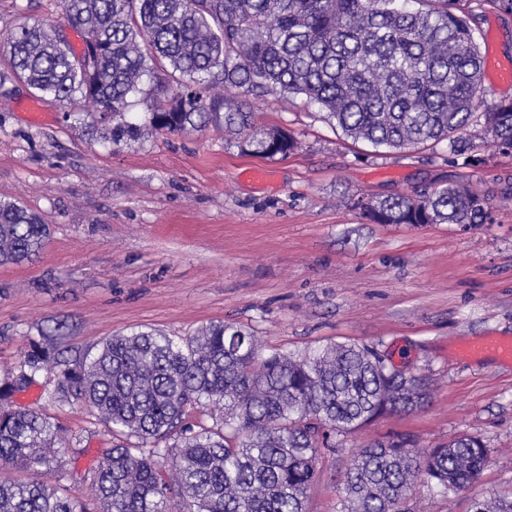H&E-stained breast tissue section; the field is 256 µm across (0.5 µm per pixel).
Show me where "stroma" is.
Listing matches in <instances>:
<instances>
[{"label": "stroma", "mask_w": 512, "mask_h": 512, "mask_svg": "<svg viewBox=\"0 0 512 512\" xmlns=\"http://www.w3.org/2000/svg\"><path fill=\"white\" fill-rule=\"evenodd\" d=\"M25 19L82 44L55 0H0V45ZM478 39L483 55L512 65V15L487 11ZM28 97L21 84L0 94V199L39 215L50 236L32 262L0 266V380L19 374L31 340L56 333L68 359L117 333L158 329L178 340L218 321L250 329L266 352L357 344L426 376L428 401L339 438L322 456L308 512H337L354 453L394 432L415 436L423 452L461 435L489 452L467 490L416 481L410 512H470L487 490H512V362L455 355L469 342L512 339V155L483 146L481 126L465 137L484 161L463 168L444 143L374 152L317 106L274 92L254 98L257 118L299 147L264 158L213 127L116 148L71 125L55 102L32 120L20 108ZM250 166L266 178L243 179ZM440 181L482 189L494 223L373 224L349 205ZM14 402L75 436L57 451L63 468H43L50 485L72 486L113 444L89 410L59 401L53 373H37Z\"/></svg>", "instance_id": "1"}]
</instances>
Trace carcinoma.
<instances>
[{
	"label": "carcinoma",
	"instance_id": "carcinoma-1",
	"mask_svg": "<svg viewBox=\"0 0 512 512\" xmlns=\"http://www.w3.org/2000/svg\"><path fill=\"white\" fill-rule=\"evenodd\" d=\"M91 60L61 31L21 25L8 38L0 88L23 82L67 118L113 144L212 125L242 152L286 157L288 130L257 124L248 100L278 90L301 95L355 142L388 150L448 142L462 148L474 123L485 58L476 40L490 6L512 0H61ZM154 94L129 120V99ZM483 144L512 153V99L483 113ZM374 224H492L490 199L467 185L412 195L350 199ZM48 227L16 201L0 200V265L28 261ZM367 347L333 344L304 356L262 352L247 330L211 323L181 341L159 330L117 334L95 353L58 358L47 336L30 342L21 372L0 382V512H306L322 449L373 420L421 408L425 378L380 365ZM60 368L62 401L88 406L125 443L83 473L79 491L35 478L67 431L7 402L36 374ZM488 458L463 435L428 453L403 434L354 456L342 512H396L417 478L442 493L478 482ZM474 512H512V493L478 501Z\"/></svg>",
	"mask_w": 512,
	"mask_h": 512
}]
</instances>
